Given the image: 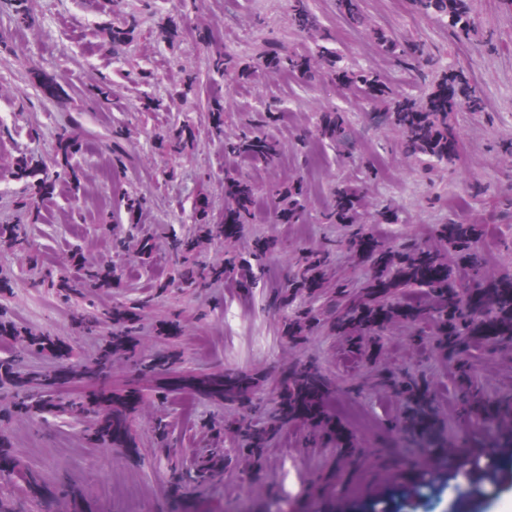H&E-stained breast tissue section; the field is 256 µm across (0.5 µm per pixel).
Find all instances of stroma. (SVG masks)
I'll use <instances>...</instances> for the list:
<instances>
[{
	"label": "stroma",
	"mask_w": 512,
	"mask_h": 512,
	"mask_svg": "<svg viewBox=\"0 0 512 512\" xmlns=\"http://www.w3.org/2000/svg\"><path fill=\"white\" fill-rule=\"evenodd\" d=\"M358 3L362 27L340 0H310L320 25L300 33L291 0H0V225L16 231L0 241V365L13 371L0 380V512H512V484L476 493L457 456L512 449V338L449 349L438 293L352 247L374 233L452 272L469 254L473 292L512 277V0H471L476 27L454 34L412 0ZM130 11L137 30L108 46ZM171 21L173 47L160 37ZM380 32L424 44L481 97V111L448 115L451 164L403 148L391 114L336 84L317 52L428 99L437 75L401 69ZM273 50L306 59L312 78L255 69ZM225 51L247 79L210 72ZM191 74L194 95L140 111ZM107 78L110 100L92 99ZM337 109L346 138L305 142ZM73 117L66 152L56 130ZM263 125L273 160L234 162L225 145ZM231 174L253 205L227 238ZM347 181L363 188V223L329 216ZM295 186L305 218L277 222ZM448 224L484 237L458 247ZM74 256L103 260L111 289L71 288ZM306 375L326 396L285 415ZM348 406L373 424L350 455L330 427L349 425Z\"/></svg>",
	"instance_id": "35a3bbf8"
}]
</instances>
